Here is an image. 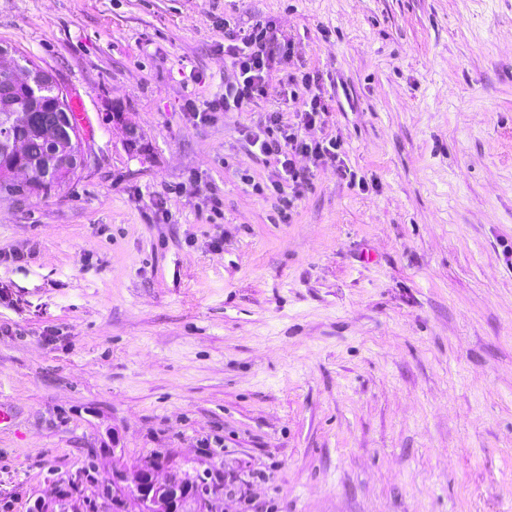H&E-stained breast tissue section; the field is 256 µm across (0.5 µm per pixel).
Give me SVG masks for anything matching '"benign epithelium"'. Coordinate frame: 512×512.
<instances>
[{
  "mask_svg": "<svg viewBox=\"0 0 512 512\" xmlns=\"http://www.w3.org/2000/svg\"><path fill=\"white\" fill-rule=\"evenodd\" d=\"M0 99L9 100L17 87L29 94L27 106L13 109L0 126V156L19 158L28 148L34 132L55 143L50 163L59 182L71 179L87 164L88 155L78 125L65 107L67 92L54 77L31 63L22 65L14 53L0 46ZM112 121L123 126L125 146L137 152L146 150L139 129L123 121V113L112 114ZM9 182L0 183V195L16 196L28 190L39 192L38 180L26 167L13 164ZM112 498L133 504V512H204L203 500L188 472L155 457H145L112 471Z\"/></svg>",
  "mask_w": 512,
  "mask_h": 512,
  "instance_id": "1",
  "label": "benign epithelium"
}]
</instances>
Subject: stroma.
<instances>
[{
    "label": "stroma",
    "instance_id": "stroma-1",
    "mask_svg": "<svg viewBox=\"0 0 512 512\" xmlns=\"http://www.w3.org/2000/svg\"><path fill=\"white\" fill-rule=\"evenodd\" d=\"M258 24L265 96L195 117ZM0 45L91 155L0 198V512H127L150 455L210 512H512V0H0ZM301 70L368 187L300 155L288 210L247 135ZM112 121L116 124H121L125 133V146L130 151L143 152L146 150L147 145L144 143V136L136 126L127 124L123 121V113L116 112L112 115Z\"/></svg>",
    "mask_w": 512,
    "mask_h": 512
}]
</instances>
